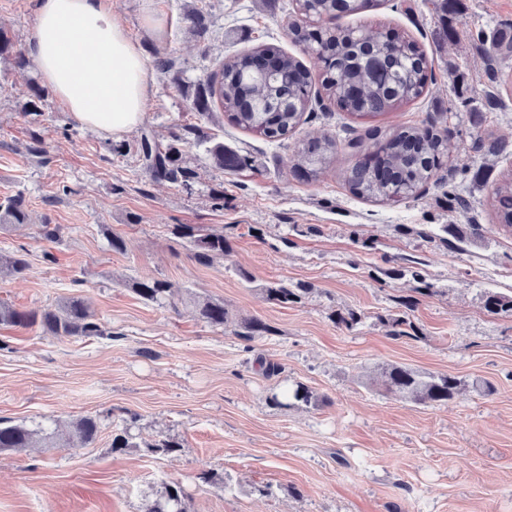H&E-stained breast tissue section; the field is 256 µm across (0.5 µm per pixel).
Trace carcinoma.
Instances as JSON below:
<instances>
[{
	"label": "carcinoma",
	"instance_id": "cac0c4a2",
	"mask_svg": "<svg viewBox=\"0 0 512 512\" xmlns=\"http://www.w3.org/2000/svg\"><path fill=\"white\" fill-rule=\"evenodd\" d=\"M305 20L290 25L292 41L306 51L319 52L326 60L321 84L327 93L337 99L343 109L358 116L381 115L419 97L427 81V61L412 42L403 39L388 40L373 26L343 27L337 21L360 14L370 0H298ZM327 23L321 29H312L307 20ZM480 50L488 57L512 54V37L493 36L480 40ZM14 55L20 69L30 61L14 45L6 33L0 31V56ZM312 81L309 72L294 56L274 44H261L249 52L230 58L219 68L217 75L189 92L192 108L208 114L215 107L230 110L234 124L256 132L269 141H281L300 125L310 101ZM46 90L31 86L27 114L41 112ZM186 138L171 134V142L162 145L145 135L139 150L145 169L157 180H165L186 190L191 189L194 171L185 165L181 145ZM478 151L496 155L506 151L508 143L492 133L475 137ZM357 148L364 160L356 161L344 172L349 192L363 200L376 203H398L414 199L420 187L432 179L440 180L442 162L451 157L457 146L446 130L433 127L399 126L386 136L385 142H360ZM215 164L227 171L252 166V158L217 142L206 147ZM336 138L327 135L308 137L298 151L294 170L303 176L314 177L336 159ZM496 223L512 233V176L502 180L493 192ZM27 221V201L23 194L0 198V224L23 226ZM175 233L190 244L193 258L204 265L224 258L231 250V241L222 231L197 233L188 224H179ZM29 265L24 255H0V273L23 275ZM132 290L147 303H162L172 297L171 288L162 280L138 281ZM310 289L303 285L293 288L283 282L270 283L261 288L263 298L272 304L286 305L301 301ZM484 307L496 314L512 316V296L488 291ZM195 315L202 321L222 326L228 322L224 303L204 300L195 304ZM335 323L351 329L361 321V314L348 308L333 314ZM381 322L390 328V335L414 337L412 322L404 315L388 316ZM53 336H102L104 330L80 296L64 298L54 308L40 311H18L0 303V325L28 328L34 325ZM271 326L258 317L242 321L237 336L246 341L268 335ZM382 383L386 390L421 405H443L461 391L460 380L449 373H422L402 365H388L382 369ZM317 396L309 387L297 384L285 386L269 397L277 407L315 406ZM98 435V422L93 417H82L72 426L67 438L71 448H83L93 443ZM52 444L55 433L40 423L27 425L0 421V451L19 452L37 442ZM130 428L112 437V449L123 451L138 448ZM182 448L179 441L163 438L145 445L148 453L169 455ZM147 512H187L185 492L178 482L165 484L152 501Z\"/></svg>",
	"mask_w": 512,
	"mask_h": 512
}]
</instances>
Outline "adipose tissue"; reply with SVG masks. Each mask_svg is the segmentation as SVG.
I'll use <instances>...</instances> for the list:
<instances>
[{
  "label": "adipose tissue",
  "instance_id": "obj_1",
  "mask_svg": "<svg viewBox=\"0 0 512 512\" xmlns=\"http://www.w3.org/2000/svg\"><path fill=\"white\" fill-rule=\"evenodd\" d=\"M27 54L79 123L120 135L143 118L154 76L109 0H36Z\"/></svg>",
  "mask_w": 512,
  "mask_h": 512
}]
</instances>
